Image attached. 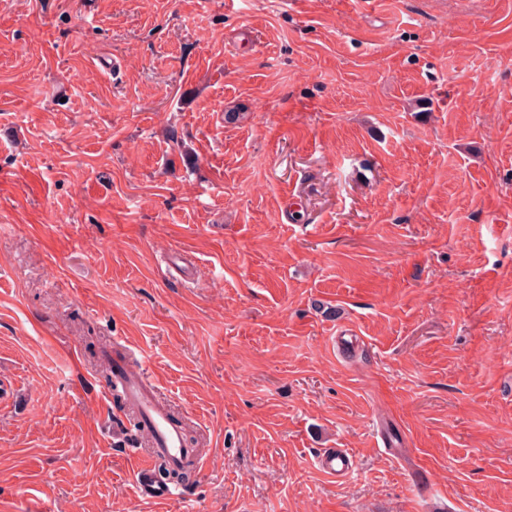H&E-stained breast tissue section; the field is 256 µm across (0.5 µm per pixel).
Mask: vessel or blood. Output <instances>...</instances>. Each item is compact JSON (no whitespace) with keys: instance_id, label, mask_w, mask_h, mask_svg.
Instances as JSON below:
<instances>
[{"instance_id":"obj_1","label":"vessel or blood","mask_w":512,"mask_h":512,"mask_svg":"<svg viewBox=\"0 0 512 512\" xmlns=\"http://www.w3.org/2000/svg\"><path fill=\"white\" fill-rule=\"evenodd\" d=\"M112 376L125 391L128 402L140 409L146 428L153 437L152 447L140 454L141 465L136 471L139 490L152 498H177L176 487L151 481L150 471L153 461L159 456L174 464H199L197 451L185 444L183 421L175 418L162 402L156 381L145 367H133L128 359H118L112 366ZM317 464L331 476L344 477L353 470V457L346 449L328 448L319 455Z\"/></svg>"}]
</instances>
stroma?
Segmentation results:
<instances>
[{"mask_svg": "<svg viewBox=\"0 0 512 512\" xmlns=\"http://www.w3.org/2000/svg\"><path fill=\"white\" fill-rule=\"evenodd\" d=\"M0 512H512V0H0ZM112 364L114 382L126 393L130 404L138 407L143 415L146 429L153 437V446L141 452V466L136 471V483L146 496L160 499L180 497L177 487L166 485H186L190 482L191 469L175 470L161 461L156 465L158 481L152 482L150 471L157 456L165 457L173 464H191L197 466L201 458L195 448H188L184 441L185 424L174 417L173 413L161 401V394L153 375L140 363L132 368L128 358H116L112 362V352L106 357ZM353 457L346 449L327 448L317 458V465L327 474L345 477L353 471Z\"/></svg>", "mask_w": 512, "mask_h": 512, "instance_id": "35a3bbf8", "label": "stroma"}]
</instances>
